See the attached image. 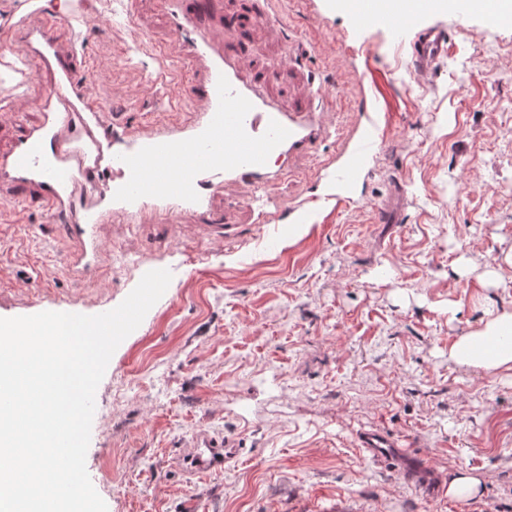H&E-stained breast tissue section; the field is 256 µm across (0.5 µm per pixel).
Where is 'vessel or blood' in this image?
<instances>
[{
    "label": "vessel or blood",
    "instance_id": "1",
    "mask_svg": "<svg viewBox=\"0 0 512 512\" xmlns=\"http://www.w3.org/2000/svg\"><path fill=\"white\" fill-rule=\"evenodd\" d=\"M166 23V37L157 41L158 54L177 43L186 67L184 92L198 111L176 128L132 131L114 122L105 101L88 90L92 67H78L76 44H62L75 19L84 17L86 0H72L68 13L45 15L38 0H19L17 19L0 21V57L14 53L18 38L53 74L40 102L39 124L21 128L7 152L0 154V188L15 199L36 192L51 217L67 216V237L74 243L71 265L80 274L96 270L100 257L99 225L113 214L130 213L163 203L194 210L200 221L212 222L211 190L240 181L254 192H266L272 178L271 155L294 156L320 138L325 126L316 111L297 114L268 100L247 81L224 47L223 34L206 21L217 0H156ZM359 21L381 24L400 33L408 19L400 12L377 14L373 0H362ZM504 0H482L472 8L461 0L460 17L472 12L496 21ZM447 28L419 31L412 43V65L418 75H430L444 56ZM375 150L372 140L356 143L336 173L350 180ZM359 443L377 460L403 454L398 442L366 431ZM222 435L201 432L187 443L189 472H219L231 457Z\"/></svg>",
    "mask_w": 512,
    "mask_h": 512
}]
</instances>
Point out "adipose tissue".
<instances>
[{"label": "adipose tissue", "instance_id": "ef3b65f1", "mask_svg": "<svg viewBox=\"0 0 512 512\" xmlns=\"http://www.w3.org/2000/svg\"><path fill=\"white\" fill-rule=\"evenodd\" d=\"M453 358L462 364L488 371L512 365V314L489 320L484 329L461 337L452 348Z\"/></svg>", "mask_w": 512, "mask_h": 512}]
</instances>
